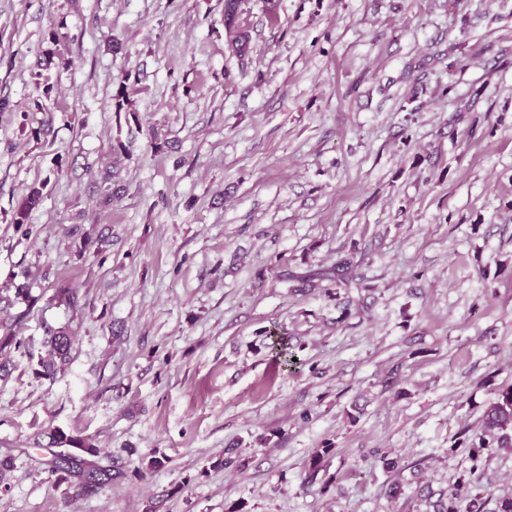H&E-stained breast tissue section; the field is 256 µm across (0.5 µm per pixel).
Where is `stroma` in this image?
I'll return each instance as SVG.
<instances>
[{
    "label": "stroma",
    "instance_id": "1",
    "mask_svg": "<svg viewBox=\"0 0 512 512\" xmlns=\"http://www.w3.org/2000/svg\"><path fill=\"white\" fill-rule=\"evenodd\" d=\"M239 23L242 58L224 0H0V320L24 341L0 512H434L463 477L498 512L512 448L458 441L512 385V0H242ZM350 253L361 287L299 291ZM49 326L75 338L53 378ZM53 429L111 484L41 470ZM240 2V0L224 1V27L231 51L237 56L242 57L247 53L248 37L239 28V25L236 27L233 26L235 14L239 10ZM42 189L39 187H32L28 194L25 196V198L22 200V202L19 204V206L16 209L15 215H14V224H16L18 229H21L24 224H27V219L29 216V213L38 207V205L42 201Z\"/></svg>",
    "mask_w": 512,
    "mask_h": 512
}]
</instances>
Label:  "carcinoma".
I'll return each mask as SVG.
<instances>
[{"label": "carcinoma", "instance_id": "obj_1", "mask_svg": "<svg viewBox=\"0 0 512 512\" xmlns=\"http://www.w3.org/2000/svg\"><path fill=\"white\" fill-rule=\"evenodd\" d=\"M240 0H224V27L230 49L237 56L247 53L248 37L239 28L233 26L236 12L239 10ZM42 189L32 187L16 209L13 223L22 228L27 223L29 213L38 207L42 201ZM357 261L355 254L351 253L340 258L336 264L324 270L309 271L297 277L304 288L315 287V281H328L338 288H350L355 284V268ZM273 338L271 347L276 350V360L283 366L291 368L297 365L293 361L294 355L288 350V339L278 333H269ZM45 343L50 347L49 357L39 362L42 368L41 375L53 376L66 364L73 344V337L64 328L47 331ZM484 432L471 437L468 447L472 449L473 456L485 448H511L512 447V386L499 391L494 401L483 416ZM48 439L45 449L53 452L55 448L66 451L64 457L45 459L41 464L46 471L57 477L60 481L77 479L81 488L101 487L112 481V469L98 464L100 449L80 436L68 435L59 430L46 433ZM476 485L471 480H460L455 491L447 500L440 502L439 512H480L481 496L475 493Z\"/></svg>", "mask_w": 512, "mask_h": 512}]
</instances>
